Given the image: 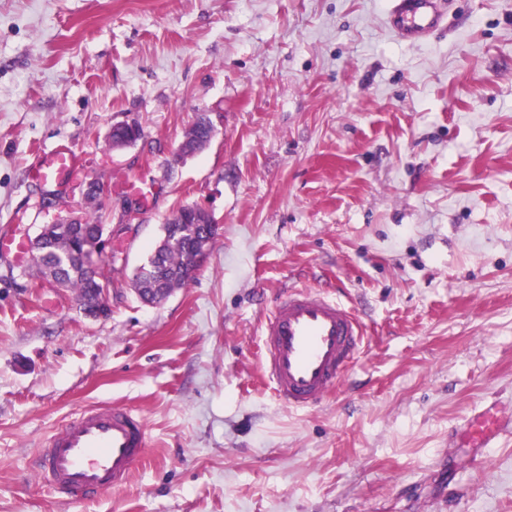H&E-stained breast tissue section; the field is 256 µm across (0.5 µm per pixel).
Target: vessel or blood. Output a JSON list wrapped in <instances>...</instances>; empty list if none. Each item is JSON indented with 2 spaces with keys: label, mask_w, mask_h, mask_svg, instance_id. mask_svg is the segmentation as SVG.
Segmentation results:
<instances>
[{
  "label": "vessel or blood",
  "mask_w": 512,
  "mask_h": 512,
  "mask_svg": "<svg viewBox=\"0 0 512 512\" xmlns=\"http://www.w3.org/2000/svg\"><path fill=\"white\" fill-rule=\"evenodd\" d=\"M388 23L404 41L426 39L448 23L445 0H391ZM83 170L71 145L57 144L28 172L34 182L76 183ZM0 257L25 266L30 260L26 227L0 234ZM365 327L357 311L320 290L291 288L278 296L262 325L259 370L275 396L291 409L319 405L347 377L365 347ZM512 434L498 406L485 402L467 414L455 435L464 462L481 467L486 450ZM142 418L118 406L80 411L41 451L38 477L58 493L92 498L122 486L146 453Z\"/></svg>",
  "instance_id": "vessel-or-blood-1"
}]
</instances>
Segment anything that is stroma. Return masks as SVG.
Returning a JSON list of instances; mask_svg holds the SVG:
<instances>
[{
    "mask_svg": "<svg viewBox=\"0 0 512 512\" xmlns=\"http://www.w3.org/2000/svg\"><path fill=\"white\" fill-rule=\"evenodd\" d=\"M448 2L409 43L388 0H0V232L102 215L111 277L95 318L0 258V512H512V436L481 469L451 445L485 399L512 416V0ZM200 115L213 136L183 155ZM125 123L140 139L112 147ZM60 143L82 182L29 181ZM140 177L151 202L116 187ZM196 204L209 255L143 302L134 270ZM289 285L365 321L310 410L258 373ZM100 404L142 416L146 455L118 489L62 496L39 450Z\"/></svg>",
    "mask_w": 512,
    "mask_h": 512,
    "instance_id": "1",
    "label": "stroma"
}]
</instances>
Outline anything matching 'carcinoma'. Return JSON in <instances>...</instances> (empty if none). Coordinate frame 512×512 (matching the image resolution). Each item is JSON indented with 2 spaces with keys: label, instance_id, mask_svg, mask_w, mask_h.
<instances>
[{
  "label": "carcinoma",
  "instance_id": "carcinoma-1",
  "mask_svg": "<svg viewBox=\"0 0 512 512\" xmlns=\"http://www.w3.org/2000/svg\"><path fill=\"white\" fill-rule=\"evenodd\" d=\"M103 232L101 217L93 214L81 216L72 224L43 226L33 244L41 279L58 288L73 289L79 298L89 300L95 289L108 287L110 280L102 262H87L83 252V244L96 240ZM201 238L200 224L164 225L160 244L136 269L133 279H165L169 291L156 295L154 301L166 299L170 292L193 280L191 271Z\"/></svg>",
  "mask_w": 512,
  "mask_h": 512
}]
</instances>
